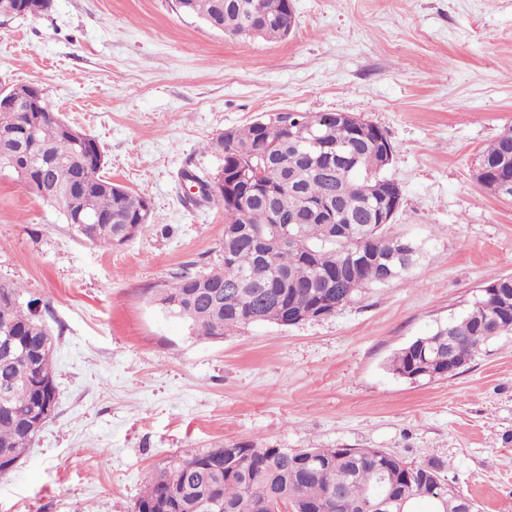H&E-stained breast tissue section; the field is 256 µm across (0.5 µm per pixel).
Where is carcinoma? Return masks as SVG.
I'll list each match as a JSON object with an SVG mask.
<instances>
[{"label": "carcinoma", "instance_id": "carcinoma-1", "mask_svg": "<svg viewBox=\"0 0 512 512\" xmlns=\"http://www.w3.org/2000/svg\"><path fill=\"white\" fill-rule=\"evenodd\" d=\"M30 16L49 11L47 0H0V16L16 3ZM289 0H176L178 10L231 38L257 24V37H288ZM66 120L40 96L38 112L0 108V170L13 172L28 190V174L16 167L27 161L37 184L71 198L46 199L59 209L69 230L98 248L120 247L155 223L150 202L93 169L78 180L92 149L69 139ZM322 135L320 145L302 139L307 129ZM220 165L213 176L183 172L210 189L205 200L224 206L222 259L189 262L171 280L152 289L153 301L187 324L192 334L222 339L253 323L276 322L285 312L317 314L333 301L343 307L371 285L404 280L420 258L421 244L389 235L377 214L391 178L383 153L393 150L378 127L360 125L338 112H282L216 134L205 143ZM477 182L490 193L512 199V127L481 152ZM85 209L98 224H74L72 211ZM288 221L284 241L261 249L259 225L266 234L277 219ZM500 295L481 296L464 315L440 323L397 352L396 374L420 368L448 369V337L458 340L459 365H467L492 339L512 335V277L488 284ZM21 288L0 282V475L25 457L39 431L31 421L56 393L55 338L34 310L20 300ZM382 478V497L407 499L406 512L425 501L429 512H475L458 492L445 506L435 492L417 482L414 467L379 448H258L233 442L229 449L170 457L151 473L135 512H206L219 501L222 512H274L269 498L288 492L294 512H364L367 486Z\"/></svg>", "mask_w": 512, "mask_h": 512}]
</instances>
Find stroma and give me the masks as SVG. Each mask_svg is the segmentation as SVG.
Instances as JSON below:
<instances>
[{
  "instance_id": "stroma-1",
  "label": "stroma",
  "mask_w": 512,
  "mask_h": 512,
  "mask_svg": "<svg viewBox=\"0 0 512 512\" xmlns=\"http://www.w3.org/2000/svg\"><path fill=\"white\" fill-rule=\"evenodd\" d=\"M283 40L232 39L175 0H53L0 17V87L40 86L100 145L103 172L156 222L98 249L0 172V281L20 285L56 338V411L0 476V512H134L170 456L257 447L382 448L436 458L479 512H512V336L455 376L412 382L395 353L512 276V201L475 175L512 126V0H292ZM280 112H350L385 132L402 188L391 233L423 257L332 315L190 333L151 287L214 261L224 207L188 200L204 143Z\"/></svg>"
}]
</instances>
